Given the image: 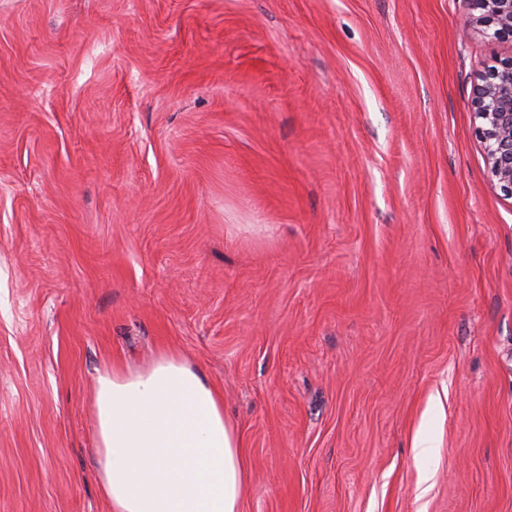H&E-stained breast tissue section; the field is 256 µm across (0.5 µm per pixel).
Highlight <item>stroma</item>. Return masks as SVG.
Masks as SVG:
<instances>
[{"label": "stroma", "mask_w": 512, "mask_h": 512, "mask_svg": "<svg viewBox=\"0 0 512 512\" xmlns=\"http://www.w3.org/2000/svg\"><path fill=\"white\" fill-rule=\"evenodd\" d=\"M473 14L0 0V512H110L95 378L162 350L224 396L241 512H512V200L471 108L512 43Z\"/></svg>", "instance_id": "1"}]
</instances>
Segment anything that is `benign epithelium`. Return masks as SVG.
<instances>
[{
  "mask_svg": "<svg viewBox=\"0 0 512 512\" xmlns=\"http://www.w3.org/2000/svg\"><path fill=\"white\" fill-rule=\"evenodd\" d=\"M474 22L498 40L512 41V0H470ZM491 185L512 199V58L490 70L471 100Z\"/></svg>",
  "mask_w": 512,
  "mask_h": 512,
  "instance_id": "obj_1",
  "label": "benign epithelium"
}]
</instances>
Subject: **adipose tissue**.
Returning <instances> with one entry per match:
<instances>
[{"label": "adipose tissue", "instance_id": "adipose-tissue-1", "mask_svg": "<svg viewBox=\"0 0 512 512\" xmlns=\"http://www.w3.org/2000/svg\"><path fill=\"white\" fill-rule=\"evenodd\" d=\"M99 482L112 512H240L245 463L222 394L180 355L97 378Z\"/></svg>", "mask_w": 512, "mask_h": 512}]
</instances>
